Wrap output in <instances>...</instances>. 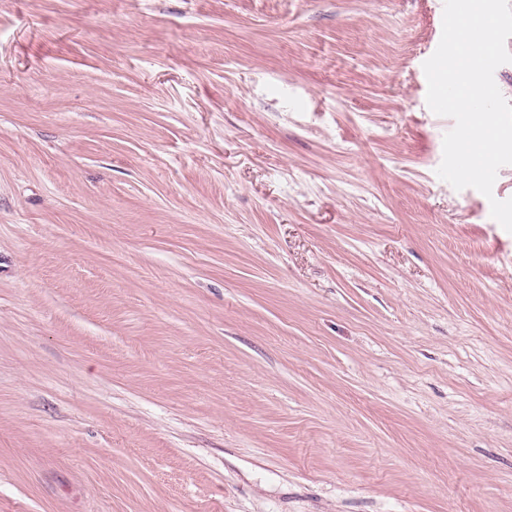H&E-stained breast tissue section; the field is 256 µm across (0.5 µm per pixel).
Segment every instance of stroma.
<instances>
[{"label": "stroma", "instance_id": "1", "mask_svg": "<svg viewBox=\"0 0 512 512\" xmlns=\"http://www.w3.org/2000/svg\"><path fill=\"white\" fill-rule=\"evenodd\" d=\"M443 9L0 0V512H512Z\"/></svg>", "mask_w": 512, "mask_h": 512}]
</instances>
